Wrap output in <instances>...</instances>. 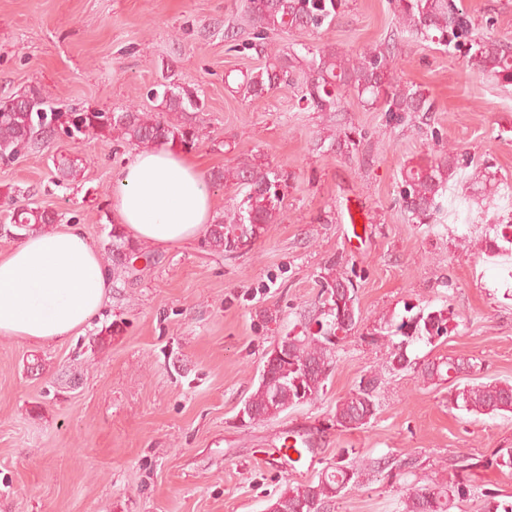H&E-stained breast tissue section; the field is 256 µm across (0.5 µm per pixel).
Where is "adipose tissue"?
<instances>
[{
  "label": "adipose tissue",
  "instance_id": "obj_1",
  "mask_svg": "<svg viewBox=\"0 0 512 512\" xmlns=\"http://www.w3.org/2000/svg\"><path fill=\"white\" fill-rule=\"evenodd\" d=\"M113 183L112 216L135 240L169 247L211 221L202 170L171 145L136 153ZM110 287L98 249L79 226L31 233L0 256V337L65 340L90 322Z\"/></svg>",
  "mask_w": 512,
  "mask_h": 512
}]
</instances>
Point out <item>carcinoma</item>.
<instances>
[{"mask_svg": "<svg viewBox=\"0 0 512 512\" xmlns=\"http://www.w3.org/2000/svg\"><path fill=\"white\" fill-rule=\"evenodd\" d=\"M343 0H242L241 8L251 28V39L244 48L266 58L265 67L243 75L236 91L247 97H261L288 82V64L282 61L267 43L269 34L314 33L336 20ZM397 28L414 38L437 41L447 47L468 45V65L497 80L512 84V47L499 41L473 36L470 20L454 0H399ZM309 72L303 100L321 112H336L341 92L352 94L358 101L395 117L405 112H431L433 103L420 90L402 87L394 78L393 57L386 50H370L356 56L334 49L305 47V54L296 58ZM155 96L162 97V110L148 114L128 107L120 112L73 111L62 114L36 90L0 99V159L14 157L27 150L49 146L58 132L69 137L77 135L111 138L121 144L148 148L159 143L193 148L199 138L196 114L201 111L198 91L189 86L159 84ZM60 181H72L82 169V160L67 156L54 158ZM455 171L450 155L428 159L402 171V200L405 210L418 223L442 208L441 198L448 191V181ZM209 181L216 185H232L242 191L236 206L227 209L206 225L204 242L214 251L234 254L249 251L280 221L281 175L261 155H254L234 164L211 171ZM59 214L39 207L22 208L13 228L0 229L9 236L21 230L28 235L45 231L58 223ZM512 224L486 240L491 255L512 256ZM108 259L112 262V278L126 280L135 272L134 263L143 248L132 239L122 225L114 224L108 234ZM348 287L338 296L334 290ZM358 322L355 289L351 281L327 268L321 277L319 306L315 323L318 332L306 330L288 336L291 354L288 360L270 364L267 375L245 400L243 415L248 423L257 424L276 418L281 412L314 403L332 370L336 344L329 337L343 333L348 336L343 318ZM451 311L431 310L388 321L380 331L401 340L393 344L392 369L400 371L412 366L407 347L419 340L432 343L448 335ZM479 371V365L464 358L448 357L423 368L430 380L452 382L448 403L476 415H512V382L493 380L455 384L460 375ZM377 378L367 380L366 387H357L336 403L334 418L344 429H358L370 423L378 410ZM479 466L470 456L455 460L454 473L445 485H424L409 496L407 512H450L455 500L474 491L468 471ZM359 471L344 456L327 465L317 481L290 487L278 497L281 512H326V505L356 484ZM487 512H512V500L498 499V493L485 488Z\"/></svg>", "mask_w": 512, "mask_h": 512, "instance_id": "carcinoma-1", "label": "carcinoma"}]
</instances>
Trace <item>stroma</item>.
<instances>
[{
    "label": "stroma",
    "mask_w": 512,
    "mask_h": 512,
    "mask_svg": "<svg viewBox=\"0 0 512 512\" xmlns=\"http://www.w3.org/2000/svg\"><path fill=\"white\" fill-rule=\"evenodd\" d=\"M455 2L475 35L512 44V0ZM239 5L0 0V98L36 88L60 112H157L158 83L190 86L204 103L191 152L203 172L259 154L284 177L283 220L252 250L216 253L199 236L148 246L149 260L110 288L81 334L40 344L0 337V512H264L340 453L361 474L327 512H405L413 488L447 481L466 454L487 464L470 475L478 494L452 512H485L481 489L512 497V469L489 463L512 448V417L452 408L447 382L421 371L462 356L483 379L512 381V264L485 246L494 225L512 222V207L468 179L478 167L512 190V85L470 68L461 51L396 34L397 0H345L328 29L274 33L272 47H391L396 80L421 89L432 111L391 119L349 96L320 112L302 102L297 71L288 86L247 98L224 83L265 64L224 38L229 27L249 37ZM344 130L354 147L337 145ZM56 143L86 159L75 181L58 184L52 150L25 151L0 160V190L17 207L62 213L104 249L112 174L135 151L106 138ZM447 152L458 161L448 213L416 223L400 200L401 172ZM332 262L354 284L360 319L323 391L274 420L243 423L268 352L302 331ZM409 305L451 309L450 332L411 344L412 368L393 372L391 339L374 330ZM113 323L118 333L101 337ZM373 375L375 419L337 427V401ZM292 430L313 434V452L297 463L272 453ZM380 458L388 468L371 470Z\"/></svg>",
    "instance_id": "1"
}]
</instances>
